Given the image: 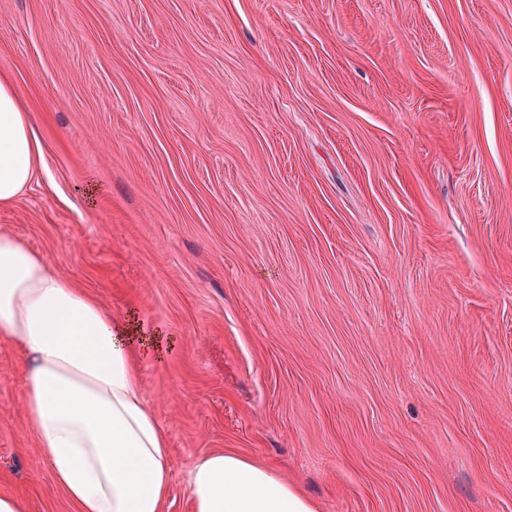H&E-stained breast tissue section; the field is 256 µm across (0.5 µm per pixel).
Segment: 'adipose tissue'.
<instances>
[{
    "instance_id": "1",
    "label": "adipose tissue",
    "mask_w": 512,
    "mask_h": 512,
    "mask_svg": "<svg viewBox=\"0 0 512 512\" xmlns=\"http://www.w3.org/2000/svg\"><path fill=\"white\" fill-rule=\"evenodd\" d=\"M43 150L14 81L0 76V206L42 172ZM0 336L17 348L27 424L53 481L76 512H165L172 458L146 401L142 365L174 345L117 317L0 229ZM192 512H317L283 475L215 452L188 471Z\"/></svg>"
}]
</instances>
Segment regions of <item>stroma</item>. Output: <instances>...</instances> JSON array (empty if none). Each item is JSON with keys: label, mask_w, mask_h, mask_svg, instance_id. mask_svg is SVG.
<instances>
[{"label": "stroma", "mask_w": 512, "mask_h": 512, "mask_svg": "<svg viewBox=\"0 0 512 512\" xmlns=\"http://www.w3.org/2000/svg\"><path fill=\"white\" fill-rule=\"evenodd\" d=\"M44 172L11 230L175 348L173 457L318 512H512V0H0ZM0 493L74 512L0 338Z\"/></svg>", "instance_id": "obj_1"}]
</instances>
